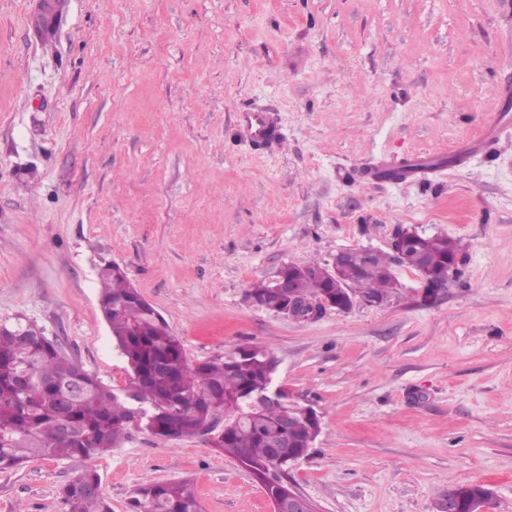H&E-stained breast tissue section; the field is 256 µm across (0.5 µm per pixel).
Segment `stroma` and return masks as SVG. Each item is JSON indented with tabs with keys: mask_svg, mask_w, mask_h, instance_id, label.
Masks as SVG:
<instances>
[{
	"mask_svg": "<svg viewBox=\"0 0 512 512\" xmlns=\"http://www.w3.org/2000/svg\"><path fill=\"white\" fill-rule=\"evenodd\" d=\"M0 0V324L23 319L107 386L129 368L99 306L123 268L191 362L254 344L321 432L289 482L317 512H437L448 489L512 512V128L425 181L383 159L449 156L512 102V0ZM277 114L284 142L240 129ZM466 244L459 278L301 321L248 291L287 264L391 252L399 229ZM112 512L189 479L202 512H272L208 437L130 426L95 460ZM83 461L0 472V512H66ZM240 116L244 133L255 143L272 145L283 138L279 126L269 113L245 109Z\"/></svg>",
	"mask_w": 512,
	"mask_h": 512,
	"instance_id": "obj_1",
	"label": "stroma"
}]
</instances>
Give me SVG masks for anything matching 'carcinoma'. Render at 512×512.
I'll list each match as a JSON object with an SVG mask.
<instances>
[{
	"label": "carcinoma",
	"instance_id": "carcinoma-1",
	"mask_svg": "<svg viewBox=\"0 0 512 512\" xmlns=\"http://www.w3.org/2000/svg\"><path fill=\"white\" fill-rule=\"evenodd\" d=\"M429 251V267L443 287L448 284V264L463 263V248L448 236L437 235ZM396 262L413 267L416 255L374 252L373 272L363 276L353 265L345 272L347 285L363 294L388 297L397 290L392 272ZM322 266L313 259L280 268L299 285L298 309L325 312L319 301L329 292L327 282L309 277L311 270ZM100 278V309L131 370L129 385L116 393L32 324H0V472L32 458L92 461L115 448L131 425L164 438L172 429L192 436L221 422L222 436L213 442L215 449L268 472V494L278 495L287 484L288 455L304 451L308 431L302 422L294 429L282 428L284 408L278 404L254 412L245 407L246 397L263 387L270 375L274 357L268 348L253 345L247 357L235 349L221 358L192 363L168 323L123 271L108 265ZM249 297L260 305L279 300L269 281L253 285ZM20 371L28 375L22 387ZM137 407L150 421H135ZM286 440L295 447L273 455L272 445ZM61 498L68 512H112L100 475L91 466L62 487ZM130 512L201 508L188 481L150 480L133 490Z\"/></svg>",
	"mask_w": 512,
	"mask_h": 512
}]
</instances>
